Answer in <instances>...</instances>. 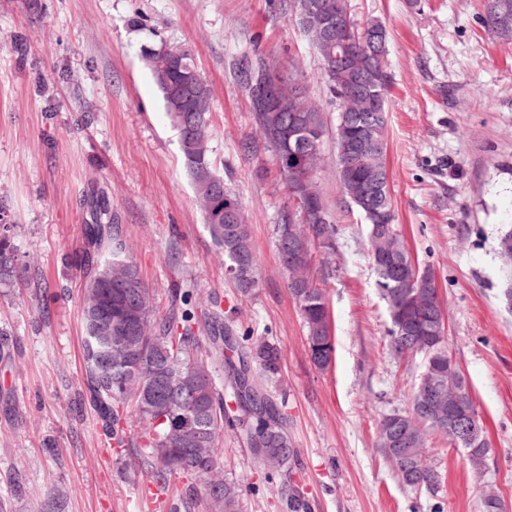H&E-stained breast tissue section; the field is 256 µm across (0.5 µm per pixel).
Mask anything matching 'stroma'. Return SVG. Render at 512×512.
<instances>
[{
    "label": "stroma",
    "instance_id": "35a3bbf8",
    "mask_svg": "<svg viewBox=\"0 0 512 512\" xmlns=\"http://www.w3.org/2000/svg\"><path fill=\"white\" fill-rule=\"evenodd\" d=\"M481 0H349L358 21L387 29L389 185L407 243L433 268L448 351L460 367L490 450L475 470L463 449L432 440L437 493L404 486L377 447L378 424L408 410L422 364L394 359L389 319L368 260L367 227L345 203L336 172L338 112L308 38L285 0H0V202L28 266L0 286V512H169L146 504L143 478L104 443L79 400L84 285L79 258L89 193L112 207L121 240L154 289L199 309L219 303L240 343L281 352L270 386L285 397L288 434L310 512H482L485 482L512 512V41L490 38ZM189 50L212 90L211 147L241 203L260 283L239 296L204 227L178 133L146 60ZM295 68L323 113L319 185L339 228L319 267L335 336L326 370L312 364L275 245L291 202L256 127L234 64L246 55ZM251 140L253 153L240 149ZM224 476L243 482V512H286L279 474L259 468L233 430L217 449Z\"/></svg>",
    "mask_w": 512,
    "mask_h": 512
}]
</instances>
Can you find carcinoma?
I'll return each instance as SVG.
<instances>
[{
  "instance_id": "carcinoma-1",
  "label": "carcinoma",
  "mask_w": 512,
  "mask_h": 512,
  "mask_svg": "<svg viewBox=\"0 0 512 512\" xmlns=\"http://www.w3.org/2000/svg\"><path fill=\"white\" fill-rule=\"evenodd\" d=\"M333 19V31L324 38L311 26L303 33L308 37L321 62L328 91L336 99L339 111L356 118L373 111L387 101L390 76L387 50H370L364 35L368 20L356 21L349 0H323ZM480 22L488 36L512 40V0H482ZM147 59L154 80L162 93L166 115L178 132L179 149L197 201L203 211L205 228L212 242L224 252L225 272L238 292L249 296L259 283V268L248 226L241 209L228 210V202L238 199L224 184L217 172L210 149L211 112L195 111V99L212 101L209 85L191 54L185 50L162 47L150 50ZM269 62L259 57L244 58L237 69L244 91H249L252 75ZM305 116L308 133L321 143L324 122L313 107L307 92L290 99L283 112H254L255 125L263 133L272 152H277L275 136L288 126L293 113ZM387 117H382L371 129L370 138L376 146L359 156H349L347 146L357 137L358 130L348 120L336 125V170L346 202L354 206L368 223L369 259L376 274V286L387 305L391 327L387 334L392 356L405 360L422 357L423 371L418 379L411 408L394 412L380 422L378 448L397 470L401 482L417 491H436L440 483L407 470V465L394 452L389 428L401 420L410 448H424L433 435H445L444 428L429 416L420 401L422 389L433 375L443 378L454 374L448 363L444 339L431 330L428 313L436 308L437 280L434 272L411 261L412 254L404 236L394 224L395 207L390 194L370 202L362 198L364 183L388 176L385 129ZM277 177L288 197L300 210L302 221L293 215L282 218L276 225L278 258L286 273V287L295 301L305 331L308 352L314 366L329 364L334 354L333 323L325 288L317 279V264L336 254L338 229L332 222L316 224L312 216L327 212L317 185L318 153L299 160L275 157ZM93 220L85 225L87 250L83 258L85 281L83 305L99 299L110 303L112 321L130 322L139 331V342L146 362H124L118 346H112L114 363L105 368L97 364L95 353L107 343L85 331L82 345L84 387L87 396L103 421L105 436L118 448L130 449L127 466L145 473L152 488L149 495L166 503L177 501L189 512L202 507L206 512H242L243 485L225 479L218 489L209 488V474L217 465L216 448L222 424L237 427L243 433L247 447L255 460L259 449L283 450L282 494L288 512H306L308 507L303 485L293 481L298 462V450L288 436L287 403L278 400L259 384H253L251 396H242L230 372L248 368L273 382L281 372L279 349L266 340L237 346L212 332L200 334L198 317L189 309L187 295L170 296L165 313L155 305L154 295L127 253L125 244L113 233L112 214L108 205L98 204ZM14 225L0 224V283L20 276L24 265L19 262L13 244ZM135 291L142 302L141 316L134 317L126 299V289ZM157 362L174 375L191 370L204 379L200 387L196 410L213 421L215 431L198 445V466L192 469L182 464L185 444L173 434L177 424L191 414L189 407L166 402H149L143 397V386L151 372V362ZM224 368L225 386L230 388L233 409H228L224 394L214 380L216 366ZM142 425L139 432L128 431V418Z\"/></svg>"
}]
</instances>
